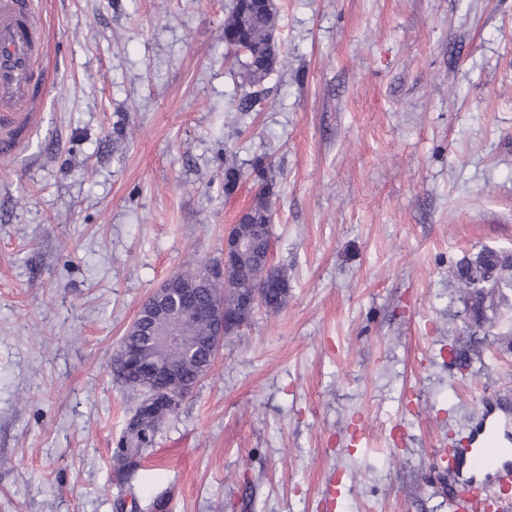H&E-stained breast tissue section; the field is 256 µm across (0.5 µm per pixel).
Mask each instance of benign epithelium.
<instances>
[{
	"instance_id": "obj_1",
	"label": "benign epithelium",
	"mask_w": 512,
	"mask_h": 512,
	"mask_svg": "<svg viewBox=\"0 0 512 512\" xmlns=\"http://www.w3.org/2000/svg\"><path fill=\"white\" fill-rule=\"evenodd\" d=\"M254 228L241 223L232 224L224 230V261L218 264L220 274H207L209 287L220 289L229 288L233 279L231 275L250 270L253 288L249 294L234 296L229 303L217 307L207 301H201L195 296L184 294L175 288L179 275L174 274L154 289L144 301L141 309L131 324L136 329L142 323L161 318L166 323L164 330L150 338V343L160 350H166L182 343V324L185 318L191 316L210 325L211 336L200 345L207 359H215L219 355L224 338L239 333L246 327L254 310L259 306H267L268 289L284 287L278 274V268L273 266L272 258H267L261 264L252 261L256 250L257 240L253 234ZM119 365L123 373H139L144 370L137 350L126 348L119 354ZM153 375L155 403L151 410L164 417L174 413L188 390L173 386L176 369L171 366L155 365L149 368Z\"/></svg>"
}]
</instances>
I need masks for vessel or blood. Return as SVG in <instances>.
<instances>
[{"label": "vessel or blood", "instance_id": "b4317fda", "mask_svg": "<svg viewBox=\"0 0 512 512\" xmlns=\"http://www.w3.org/2000/svg\"><path fill=\"white\" fill-rule=\"evenodd\" d=\"M48 25L29 0H0V157L15 154L18 131L37 125L41 89L35 67L43 55ZM439 466L448 475V492L457 512H512V460L494 433L480 446L457 448Z\"/></svg>", "mask_w": 512, "mask_h": 512}]
</instances>
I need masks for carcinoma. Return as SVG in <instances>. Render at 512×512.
<instances>
[{
  "mask_svg": "<svg viewBox=\"0 0 512 512\" xmlns=\"http://www.w3.org/2000/svg\"><path fill=\"white\" fill-rule=\"evenodd\" d=\"M255 0H237L233 10L224 20V43L235 44L238 49L234 57L241 66L242 84L255 87L262 84L279 65L278 50L263 53L267 32L275 27L276 4L271 3L265 9L254 6ZM270 165L258 159L252 165L255 179L260 183V195L252 208V221L255 224H271L274 215L266 207V198L275 194L276 183L268 176ZM241 168L234 162L224 163V194L229 195L239 184ZM505 262L512 263L511 251L483 249L471 257L462 258L456 266L455 277L467 296V311L476 325L488 320L486 299L494 293L512 289V276L501 278L497 267ZM203 265L183 275L182 287L194 291L204 289ZM209 326L196 321H186L183 327L184 347L159 353L148 350L145 356L151 360L159 359L182 367L184 384L194 388L197 384L196 362L204 361L194 346L200 339L209 335ZM137 428H126L117 455V474L128 481L138 473L143 451L150 447L155 439L159 419L137 408Z\"/></svg>",
  "mask_w": 512,
  "mask_h": 512,
  "instance_id": "obj_1",
  "label": "carcinoma"
}]
</instances>
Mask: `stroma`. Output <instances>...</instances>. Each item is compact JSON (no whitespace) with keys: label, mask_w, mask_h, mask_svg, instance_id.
Masks as SVG:
<instances>
[{"label":"stroma","mask_w":512,"mask_h":512,"mask_svg":"<svg viewBox=\"0 0 512 512\" xmlns=\"http://www.w3.org/2000/svg\"><path fill=\"white\" fill-rule=\"evenodd\" d=\"M31 2L47 92L0 160V512H324L333 482L336 512H451L436 449L512 406V290L479 328L452 275L512 250V0H275L280 64L246 113L232 0ZM258 157L288 300L121 483V338L220 258Z\"/></svg>","instance_id":"35a3bbf8"}]
</instances>
